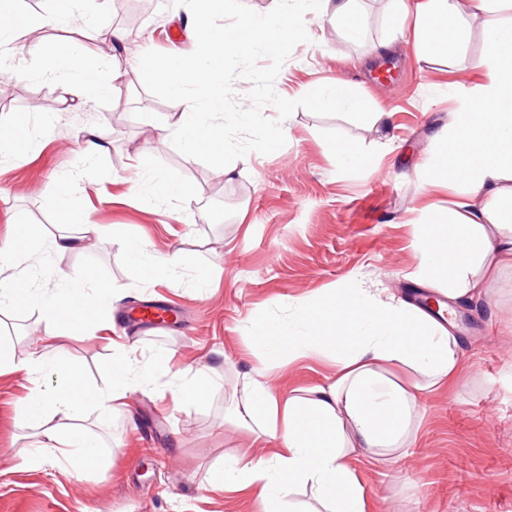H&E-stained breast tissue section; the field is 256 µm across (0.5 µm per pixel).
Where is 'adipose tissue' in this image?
I'll return each instance as SVG.
<instances>
[{"label": "adipose tissue", "mask_w": 512, "mask_h": 512, "mask_svg": "<svg viewBox=\"0 0 512 512\" xmlns=\"http://www.w3.org/2000/svg\"><path fill=\"white\" fill-rule=\"evenodd\" d=\"M394 17L415 10L422 22L415 42L418 53L458 51L464 34L459 18L480 19L487 49L478 63L481 84L459 109L450 113L448 129L436 139L429 182L446 181L464 188L458 208L434 207L421 227L419 276L431 287L446 285L452 299L488 295L487 276L512 263V226H506L490 204L512 188V0H391ZM44 73L59 76L62 93L79 90L85 101L108 93L97 66L77 47L47 57ZM82 170L50 190L59 219L81 225L78 234L63 232L50 242L52 251L72 252L96 233L88 213L74 207V189ZM112 238L125 248L145 279L176 277L181 256L160 255L141 240L113 225ZM57 286L38 293L22 283L0 282V299L40 306L50 318L81 323L91 336L101 327V286L93 271L75 279L59 271ZM300 331L261 320L255 323L253 347L258 365L278 358L317 353L333 360L336 378L280 393L244 378L232 415L256 436L275 441L264 456L250 451L225 458L212 467L203 491L259 492L268 512H288L294 488L308 491L323 512H364L363 491L352 470L357 450L373 457L396 455L414 439L419 389L447 385L461 368L459 339L413 304L373 299L367 290L341 286L301 301ZM168 356L146 361L121 351L112 358V385L99 391L80 378L61 348L27 362L14 361L0 346V370L23 374L29 387L16 409L20 427L36 430L38 440L23 464L45 456L62 460L68 474L80 476L102 463L99 435L82 426L88 414L107 422L115 403L165 369ZM391 366H406L421 378L419 388L402 386L387 375Z\"/></svg>", "instance_id": "1"}]
</instances>
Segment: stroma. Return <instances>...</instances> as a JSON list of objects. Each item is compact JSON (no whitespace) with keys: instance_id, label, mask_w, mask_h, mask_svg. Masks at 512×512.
I'll return each instance as SVG.
<instances>
[{"instance_id":"1","label":"stroma","mask_w":512,"mask_h":512,"mask_svg":"<svg viewBox=\"0 0 512 512\" xmlns=\"http://www.w3.org/2000/svg\"><path fill=\"white\" fill-rule=\"evenodd\" d=\"M355 7L364 23L355 38L315 12L306 14L309 39L295 46L275 90L297 99L307 84L341 77L385 121L357 124L297 110L283 120L281 149L246 154L228 176L150 134V124L166 122L182 105L145 89L136 57L149 50L192 53L187 8L159 7L140 20L139 41L126 55L116 54L105 36L127 23L111 0H78L77 11L97 20L93 31L77 23L26 28L16 65L29 77L15 81L16 95L0 107V130L20 118L27 122L20 146L0 150V244L18 224L33 227L45 244L61 233L46 187L79 163L81 130L105 128L108 148L76 195L99 227L85 250L57 254L45 247L0 265V280L25 281L37 268L36 285L48 290L56 285L55 269L76 278L95 270L101 282L121 290L106 304L104 322L123 329L136 359L165 350L172 363L132 393L133 417L115 407L100 430L104 461L82 477L49 459L22 465L36 441L14 418L26 379L0 372V512H265L253 492L197 490L219 457L271 448L232 423L234 391L250 375L276 391L323 383L335 379L336 366L314 356L271 362L255 373L253 320L294 325L300 300L341 285L412 302L427 294L415 275L418 226L429 204L451 207L463 193L454 184L426 185L424 164L436 132L480 81L476 65L485 41L479 22L465 19L462 51L426 58L414 48V16L392 24L388 0H357ZM388 41L394 54L372 55ZM70 44L120 67L123 77L107 97L71 102L57 79L42 74L43 58ZM339 141L376 157V165L340 166ZM158 172L183 183L187 195L156 197L149 184ZM134 182L144 186L140 195L128 193ZM116 224L155 251L181 249L178 276L143 280L112 241ZM201 273L209 279L203 291L196 284ZM488 281V298L456 304L461 369L448 385L422 393L413 447L394 461L355 458L365 512H512V268ZM142 303L175 305L179 317L161 328L140 326L127 315ZM49 333L86 381L110 384V340L74 333L36 306H0V342L16 360L43 351ZM200 362L217 371L219 384L204 403L175 405L173 373Z\"/></svg>"}]
</instances>
